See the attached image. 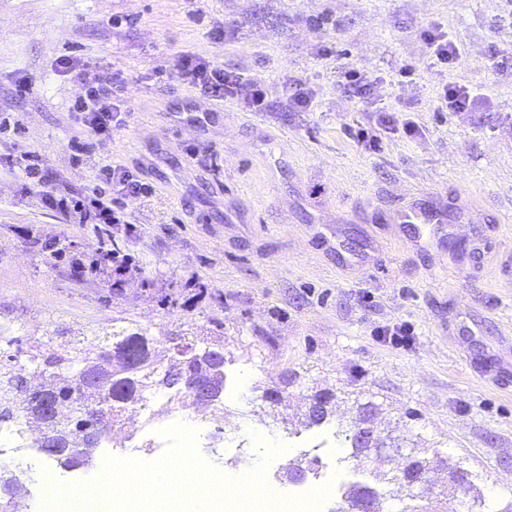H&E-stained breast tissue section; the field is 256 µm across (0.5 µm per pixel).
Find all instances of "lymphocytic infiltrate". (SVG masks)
I'll return each instance as SVG.
<instances>
[{"mask_svg": "<svg viewBox=\"0 0 512 512\" xmlns=\"http://www.w3.org/2000/svg\"><path fill=\"white\" fill-rule=\"evenodd\" d=\"M181 78L200 87L210 100L224 102L246 95L254 111H265L266 94L256 81H243L226 74L223 65L205 61L194 55L182 59ZM78 93L73 106L74 122L82 132L94 136L99 159L89 186L74 194L60 187H46L41 175L37 152L27 150L22 154V164L6 159V167L16 168L18 176L26 186L42 191L44 201L63 214L78 217L80 223L97 226L99 246L96 262L99 269L111 268L115 256L110 243V228L126 223L128 215L122 205L123 199L143 195L145 186L126 167L113 163L109 153L110 135L113 128L126 126L122 115L126 81L124 77L101 71H79L75 74ZM424 130L408 114L378 116L359 127L356 138L365 148L380 149L386 136L416 138Z\"/></svg>", "mask_w": 512, "mask_h": 512, "instance_id": "f902f5d3", "label": "lymphocytic infiltrate"}]
</instances>
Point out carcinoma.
Here are the masks:
<instances>
[{
    "mask_svg": "<svg viewBox=\"0 0 512 512\" xmlns=\"http://www.w3.org/2000/svg\"><path fill=\"white\" fill-rule=\"evenodd\" d=\"M155 343L156 339L143 332L121 330L112 332L103 345L75 347L68 354L52 351L43 361V365L51 369L48 379L34 386L17 374L14 367H0V389L10 395L0 400V422L18 419L30 429L37 428L41 451L67 467H76L101 447L102 441L94 436L102 427L100 414L104 410L115 419L128 408L140 405L146 394L155 390L177 393L188 390L194 382V373L201 368L211 373L213 400L224 397L225 359L211 358L207 350L213 349L212 344L175 345L176 355L171 357L169 366L161 370L156 365ZM87 360L96 362L106 377L92 406L85 404L88 395L84 390L83 362ZM71 403L80 408V412H71L59 421L46 414L52 404L64 407ZM335 437L336 447L347 451L339 457L342 464L359 462L370 453L369 445L358 442L354 431L339 423ZM451 471L462 478L458 486L464 495V512H512V502L500 507L485 497L475 483L478 475L458 463ZM376 480V484L360 481L347 486L344 494L348 505L355 508L360 499L371 497L378 503V512H384L383 504L393 502L400 504L396 512H422L423 505L418 503L421 495L406 488L396 474L385 473Z\"/></svg>",
    "mask_w": 512,
    "mask_h": 512,
    "instance_id": "1",
    "label": "carcinoma"
}]
</instances>
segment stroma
<instances>
[{
	"label": "stroma",
	"instance_id": "obj_1",
	"mask_svg": "<svg viewBox=\"0 0 512 512\" xmlns=\"http://www.w3.org/2000/svg\"><path fill=\"white\" fill-rule=\"evenodd\" d=\"M503 10L502 0H0V113L15 124L0 153L28 146L48 184H88L92 159L74 162L67 146L77 92L57 64L67 56L126 79L133 118L110 150L150 188L111 228L138 269L116 298L108 280H75L40 245L61 233L93 253L92 226L0 168V336L14 340L0 356L30 371L49 350L122 328L218 340L252 401L225 400L215 439L308 436V399L328 392L344 423L373 401L389 442L451 449L486 495L512 493V285L498 275L512 257ZM431 26L458 46L457 64L431 57L421 37ZM188 52L261 82L268 111L209 100L179 76ZM339 64L378 76L369 103L410 111L424 137L358 145L365 103L339 90ZM300 77L319 90L313 111L288 106ZM446 83L477 89L483 104L440 107ZM411 198L447 210L463 258L392 223ZM388 321L410 322L412 345L373 336ZM188 403L175 396L113 435L154 461L167 442L150 429Z\"/></svg>",
	"mask_w": 512,
	"mask_h": 512
}]
</instances>
